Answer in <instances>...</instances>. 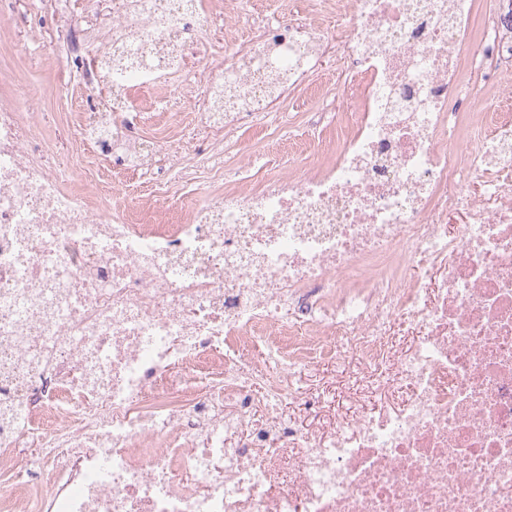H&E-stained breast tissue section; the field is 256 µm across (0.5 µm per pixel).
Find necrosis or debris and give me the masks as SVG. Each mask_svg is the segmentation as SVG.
<instances>
[{"label":"necrosis or debris","mask_w":512,"mask_h":512,"mask_svg":"<svg viewBox=\"0 0 512 512\" xmlns=\"http://www.w3.org/2000/svg\"><path fill=\"white\" fill-rule=\"evenodd\" d=\"M85 2L87 31L53 33L111 103L76 112L77 142L127 171L191 148L222 173L225 137L273 128L328 62L348 94L328 122L311 86L300 170L151 224L69 187L0 68V512H512V0L237 14L251 37L193 72L194 124L162 149L127 91L182 71L206 13ZM454 100L479 105L460 137ZM325 359L411 390L309 430L280 408L314 410L295 373Z\"/></svg>","instance_id":"4bbe7bcc"}]
</instances>
